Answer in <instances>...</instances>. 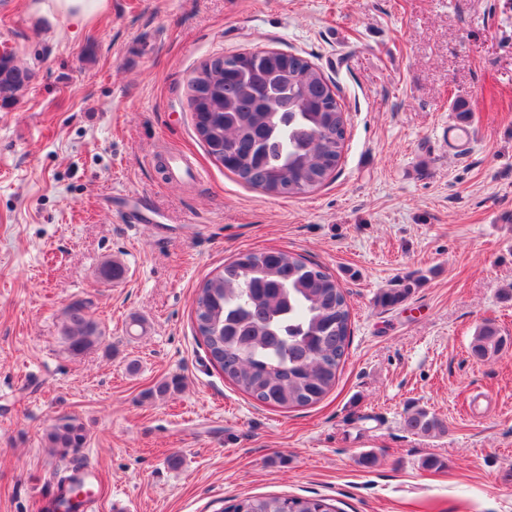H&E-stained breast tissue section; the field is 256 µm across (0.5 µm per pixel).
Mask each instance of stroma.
I'll use <instances>...</instances> for the list:
<instances>
[{"label": "stroma", "mask_w": 512, "mask_h": 512, "mask_svg": "<svg viewBox=\"0 0 512 512\" xmlns=\"http://www.w3.org/2000/svg\"><path fill=\"white\" fill-rule=\"evenodd\" d=\"M258 49L311 60L345 112L341 163L312 192L251 188L196 135L194 69ZM3 51L34 78L0 106V512H40L55 472L86 465L98 512L269 494L512 512V345L470 352L484 320L512 337V0H107L83 23L0 0ZM451 123L465 152L441 141ZM269 249L322 265L350 305L347 359L312 406L251 399L195 336L200 282ZM408 274L405 301L377 304ZM76 300L104 334L78 355L61 338ZM415 408L445 432L408 434ZM62 416L87 439L60 457L44 436Z\"/></svg>", "instance_id": "35a3bbf8"}]
</instances>
